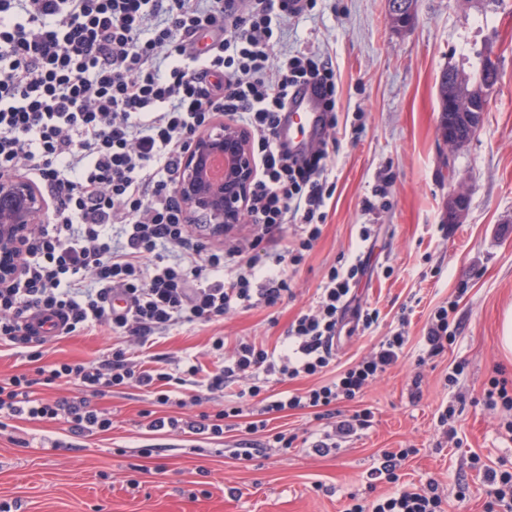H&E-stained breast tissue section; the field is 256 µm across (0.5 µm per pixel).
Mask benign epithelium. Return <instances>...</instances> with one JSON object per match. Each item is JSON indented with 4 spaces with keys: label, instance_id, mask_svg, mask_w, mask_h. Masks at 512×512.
<instances>
[{
    "label": "benign epithelium",
    "instance_id": "1",
    "mask_svg": "<svg viewBox=\"0 0 512 512\" xmlns=\"http://www.w3.org/2000/svg\"><path fill=\"white\" fill-rule=\"evenodd\" d=\"M489 95L473 94L456 85L448 89V120L439 128L442 142L451 149L467 144L479 131ZM466 130L458 135L455 129ZM224 158V179L206 177L210 159ZM256 172L248 133L238 125L216 120L197 133L186 154L177 193L186 209L199 217L214 236L224 235L242 221L245 202ZM469 198L453 190L445 203L448 223L458 224L468 211ZM47 209L40 189L22 175L0 178V282L9 283L19 273L18 255L31 229L43 222Z\"/></svg>",
    "mask_w": 512,
    "mask_h": 512
}]
</instances>
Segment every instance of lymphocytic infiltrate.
<instances>
[{
    "instance_id": "1",
    "label": "lymphocytic infiltrate",
    "mask_w": 512,
    "mask_h": 512,
    "mask_svg": "<svg viewBox=\"0 0 512 512\" xmlns=\"http://www.w3.org/2000/svg\"><path fill=\"white\" fill-rule=\"evenodd\" d=\"M297 14L289 0H0V178L24 173L53 200L19 275L0 287V345L36 364L33 374L0 379V419L61 420L75 438L104 432L112 420L90 397L135 385L150 395L141 416L152 431L218 439L228 420L243 417L256 434L273 415L311 409L324 427L310 447L326 456L371 426L370 410L345 415L335 405L361 397L400 360L408 338L396 331L329 375L346 313L366 329L378 318L355 304L367 273L359 257L330 267L280 351L243 340L228 351L217 336L221 366L204 373L191 364L178 377L141 356L182 322L277 305L291 291L287 266L321 235L333 196L336 72L317 56L281 50L283 26ZM308 82L322 91L326 135L298 160L276 132L293 88ZM219 115L249 131L260 172L242 218L252 236L209 249L190 238L176 185L193 136ZM289 224L300 230L291 242ZM39 316L55 321L60 337L98 325L117 342L97 361L44 366ZM129 336L134 346L123 347ZM316 375L323 383L302 392L266 388ZM191 376L207 395L237 388L238 404L185 421L156 416L155 407L181 406ZM53 384L79 395L41 396L39 386ZM409 454L383 451L368 487L387 483L390 492L355 498L345 512H445L436 480L399 486Z\"/></svg>"
}]
</instances>
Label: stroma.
I'll return each instance as SVG.
<instances>
[{
    "mask_svg": "<svg viewBox=\"0 0 512 512\" xmlns=\"http://www.w3.org/2000/svg\"><path fill=\"white\" fill-rule=\"evenodd\" d=\"M283 49L332 60L340 127L336 190L322 235L290 268L293 294L273 308L238 310L215 323H188L157 339L153 365L174 371L192 360L213 369L210 339L226 347L249 337L281 344L291 322L315 300L330 267L364 254L369 267L357 297L380 312L371 328H348L337 350L344 370L397 329L404 357L342 413L370 409L371 428L337 453L266 449L235 459L241 432L202 440L139 426L149 397L138 387L93 398L110 431L72 439L60 421L18 420L0 428V512H345L349 495L366 496V473L383 450L415 449L400 469L406 484L436 479L451 512H490L485 468L512 471V410L490 405L498 374L512 382V353L501 347L512 311V0H418L413 26L394 27L388 0H317L285 27ZM492 49L499 80L476 136L451 152L439 140L438 81L451 65L479 67ZM469 195L463 223L446 220L453 187ZM376 227L361 251L360 225ZM447 307L455 339L418 365L421 338L438 307ZM113 339L97 327L42 345L44 363L99 359ZM461 447L443 439L444 407ZM152 456H142V449ZM237 488L239 496L228 493Z\"/></svg>",
    "mask_w": 512,
    "mask_h": 512,
    "instance_id": "35a3bbf8",
    "label": "stroma"
}]
</instances>
